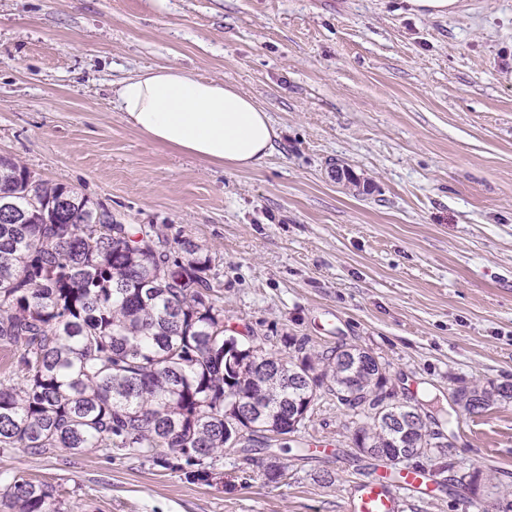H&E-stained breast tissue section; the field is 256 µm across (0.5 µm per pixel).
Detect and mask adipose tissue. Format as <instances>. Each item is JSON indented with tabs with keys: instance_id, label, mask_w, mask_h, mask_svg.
<instances>
[{
	"instance_id": "adipose-tissue-1",
	"label": "adipose tissue",
	"mask_w": 512,
	"mask_h": 512,
	"mask_svg": "<svg viewBox=\"0 0 512 512\" xmlns=\"http://www.w3.org/2000/svg\"><path fill=\"white\" fill-rule=\"evenodd\" d=\"M115 97L127 123L152 141L229 169L258 167L274 148L268 112L217 78L176 66L147 68L123 80Z\"/></svg>"
}]
</instances>
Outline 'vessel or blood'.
I'll use <instances>...</instances> for the list:
<instances>
[{
	"mask_svg": "<svg viewBox=\"0 0 512 512\" xmlns=\"http://www.w3.org/2000/svg\"><path fill=\"white\" fill-rule=\"evenodd\" d=\"M429 475L426 471L403 468L397 480L387 474L356 484L346 501L347 512H398L400 502L409 495L428 490Z\"/></svg>",
	"mask_w": 512,
	"mask_h": 512,
	"instance_id": "1",
	"label": "vessel or blood"
}]
</instances>
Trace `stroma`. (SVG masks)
I'll return each instance as SVG.
<instances>
[{
  "label": "stroma",
  "instance_id": "35a3bbf8",
  "mask_svg": "<svg viewBox=\"0 0 512 512\" xmlns=\"http://www.w3.org/2000/svg\"><path fill=\"white\" fill-rule=\"evenodd\" d=\"M173 65L268 112L263 165L230 171L124 120L119 82ZM0 155L122 223L204 244L239 341L379 357L391 402L419 407L448 464L433 498L399 512H477L512 491V402L470 416L456 401L512 384V0L444 16L407 0H0ZM354 427L318 390L277 453L284 484L261 480L262 448L245 470L225 453L212 486L95 448L0 451V473L75 512H344L378 465ZM475 467L472 502L450 480Z\"/></svg>",
  "mask_w": 512,
  "mask_h": 512
}]
</instances>
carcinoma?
I'll list each match as a JSON object with an SVG mask.
<instances>
[{
    "label": "carcinoma",
    "mask_w": 512,
    "mask_h": 512,
    "mask_svg": "<svg viewBox=\"0 0 512 512\" xmlns=\"http://www.w3.org/2000/svg\"><path fill=\"white\" fill-rule=\"evenodd\" d=\"M0 346L13 353L18 381H0V448L33 456L59 449L125 452L156 467L209 485L191 474V459L211 467L229 447L226 425L240 422L235 444L241 465L253 443L269 448L291 423L304 425L313 390L327 388L339 403L369 422L354 429L363 454L386 460L403 455L441 464L427 453L434 439L417 409L394 404L377 411L386 367L357 348L310 352L307 342L284 336L294 349L246 347L268 362L257 377L251 365H224V306L214 294L212 258L185 237L182 257L155 224H101L107 208L63 183L43 180L0 156ZM176 269L171 281L154 275ZM469 414L512 400V384L462 388ZM268 483L287 478L276 461ZM10 512H68L54 487L24 478L0 485Z\"/></svg>",
    "instance_id": "carcinoma-1"
}]
</instances>
